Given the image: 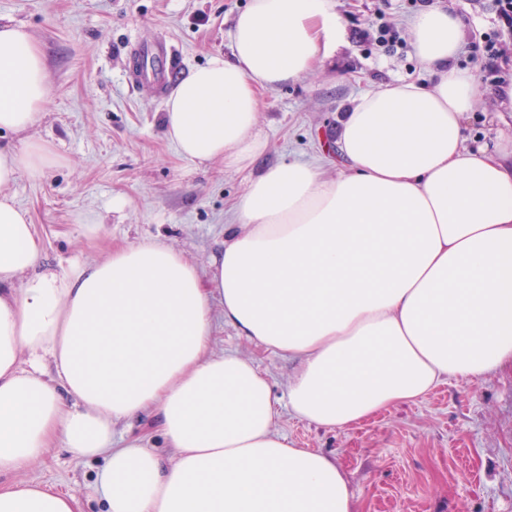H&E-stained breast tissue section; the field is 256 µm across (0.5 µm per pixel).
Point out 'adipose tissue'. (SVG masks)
<instances>
[{
  "label": "adipose tissue",
  "instance_id": "1",
  "mask_svg": "<svg viewBox=\"0 0 512 512\" xmlns=\"http://www.w3.org/2000/svg\"><path fill=\"white\" fill-rule=\"evenodd\" d=\"M409 27L431 85L357 98L343 173L294 161L251 179L203 274L162 241L42 268L9 188L62 162L31 135L51 88L33 34L0 21V133L26 137L0 147V512H79L18 478L56 444L104 458L106 512H358L335 459L280 433L253 361L212 352L218 315L293 363L290 412L332 430L512 362V148L464 145L488 89L457 63L462 18L430 7ZM343 33L333 0H249L230 56L166 98L167 139L194 165L245 169L267 147L261 92L313 73ZM146 414L172 457L114 446L115 423Z\"/></svg>",
  "mask_w": 512,
  "mask_h": 512
}]
</instances>
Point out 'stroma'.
<instances>
[{"label":"stroma","instance_id":"1","mask_svg":"<svg viewBox=\"0 0 512 512\" xmlns=\"http://www.w3.org/2000/svg\"><path fill=\"white\" fill-rule=\"evenodd\" d=\"M248 0H0V18L25 24L41 46L52 93L35 133L63 162L43 179L20 176L11 191L28 209L43 243V263L94 261L112 248L159 239L206 269L224 242V225L249 179L288 161L319 162L336 172L326 153L341 112L361 92L396 81L427 84L407 21L422 0H335L344 40L322 67L301 81L262 96L265 151L242 172L197 167L178 156L163 123L164 95L129 84L134 49L158 40L172 45L181 74L211 56L230 55L229 32ZM466 24L461 66L486 79L475 48L490 38L511 50L496 65L512 78V30L491 0H431ZM394 23L404 40L396 53L370 42L369 32ZM473 149L512 137V112L482 99L465 120ZM124 200L123 210L112 208ZM101 216L99 232L83 220ZM212 348L239 353L267 375L282 410L278 429L299 447L333 456L345 472L359 512H512V366L476 381L453 380L424 400L402 403L344 430L295 418L285 405L291 363L238 336L216 320ZM102 460L50 449L31 480L74 495L81 512H103L97 484Z\"/></svg>","mask_w":512,"mask_h":512}]
</instances>
